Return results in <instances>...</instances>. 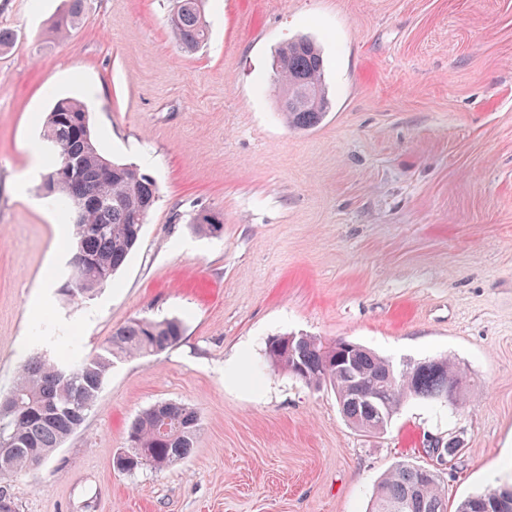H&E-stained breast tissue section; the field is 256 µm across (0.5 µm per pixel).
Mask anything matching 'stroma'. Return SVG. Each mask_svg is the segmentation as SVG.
<instances>
[{
    "label": "stroma",
    "instance_id": "35a3bbf8",
    "mask_svg": "<svg viewBox=\"0 0 512 512\" xmlns=\"http://www.w3.org/2000/svg\"><path fill=\"white\" fill-rule=\"evenodd\" d=\"M176 0H0V392L33 354L83 357L133 318L177 316L181 341L115 364L84 422L39 467L0 480L19 512H366L402 461L439 468L449 504L512 486V0H203L183 51ZM323 52L330 108L280 114L273 61ZM89 108L108 159L159 198L125 267L68 303L72 228L41 195L55 98ZM203 211L218 235L194 232ZM363 345L395 366L440 357L465 404L407 399L359 431L331 389L269 366L268 338ZM194 408L189 456L113 466L160 401ZM460 437L452 464L435 439ZM62 2L55 22V29L61 35L79 23L84 12L85 0H63ZM201 0H179L170 16V25L179 46L191 52L208 39V28L200 8Z\"/></svg>",
    "mask_w": 512,
    "mask_h": 512
}]
</instances>
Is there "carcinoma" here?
<instances>
[{
	"label": "carcinoma",
	"mask_w": 512,
	"mask_h": 512,
	"mask_svg": "<svg viewBox=\"0 0 512 512\" xmlns=\"http://www.w3.org/2000/svg\"><path fill=\"white\" fill-rule=\"evenodd\" d=\"M201 0H177L170 16L175 39L191 52L208 39ZM85 0H63L55 29L65 34L77 25ZM280 86V111L288 125L306 129L318 124L330 107L323 77V57L317 44L296 38L278 48L275 57ZM43 138L52 152L43 191L68 213L73 229L72 256L83 263L72 266L64 289L71 300L92 299L125 265L137 246L146 218L158 198L155 180L135 165L108 160L96 146L87 107L73 98H61L48 112ZM219 214L206 213L194 230L208 235L221 231ZM178 317L154 320L135 318L112 331L100 350L84 358L50 361L35 356L24 361L15 384L0 397V477L29 470L44 462L83 422L96 403L114 363L157 355L183 336ZM270 365L314 387L336 393L347 421L362 432L387 428L348 396V380L336 375V343L307 336L288 345V336L267 340ZM359 385L379 390L393 410L409 397L434 400L463 376L446 358L411 367L407 378L398 374L392 383V364L359 345L353 351ZM200 429L191 407L162 401L142 410L132 422L126 446L114 458L121 472L143 467L163 469L185 459ZM484 492L460 501L454 512H486ZM369 512H448V499L438 475L425 467L400 462L381 480Z\"/></svg>",
	"instance_id": "cac0c4a2"
}]
</instances>
